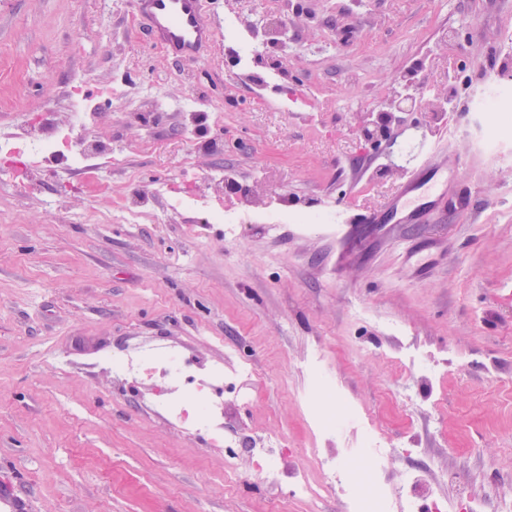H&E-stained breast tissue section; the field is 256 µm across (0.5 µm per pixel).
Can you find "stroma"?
<instances>
[{
    "label": "stroma",
    "instance_id": "obj_1",
    "mask_svg": "<svg viewBox=\"0 0 512 512\" xmlns=\"http://www.w3.org/2000/svg\"><path fill=\"white\" fill-rule=\"evenodd\" d=\"M211 0L227 34L190 63L140 36L132 0H0V137L32 117L66 120L65 91H92L103 144L131 147L145 182L197 187L181 166L175 112H138L105 94L151 86L162 99L223 104L202 118L258 201L333 204L347 221L322 234L294 224H88L105 198L89 176L52 165L27 199L0 165V495L28 512H344L341 498L300 503L224 479V451L113 391L94 366L145 342L223 358L237 348L259 373L242 432L321 442L317 399L338 388L387 436V476L424 470L453 498L512 512V144L476 151L471 126L489 74L512 72V0ZM288 19L253 77L235 51L261 21ZM419 93L422 131L373 146L360 128ZM455 167L446 213L416 224H356L384 209L420 162ZM264 180H254L256 166ZM67 206L57 222L49 201ZM448 362L426 382L401 361ZM324 353L326 376L309 373Z\"/></svg>",
    "mask_w": 512,
    "mask_h": 512
}]
</instances>
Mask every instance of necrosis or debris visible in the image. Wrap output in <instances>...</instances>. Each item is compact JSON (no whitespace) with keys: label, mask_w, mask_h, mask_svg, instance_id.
Returning a JSON list of instances; mask_svg holds the SVG:
<instances>
[{"label":"necrosis or debris","mask_w":512,"mask_h":512,"mask_svg":"<svg viewBox=\"0 0 512 512\" xmlns=\"http://www.w3.org/2000/svg\"><path fill=\"white\" fill-rule=\"evenodd\" d=\"M71 110L66 123L32 121L25 132L0 138V159L21 160L30 177L11 183L13 195L28 196L35 189L33 173L60 164L84 169L95 175L101 166L122 169L126 148L99 151L94 142L95 115L79 91H71ZM210 192L201 196L192 189L177 190L159 182L148 189H132L118 200L108 201L105 209L85 218L89 224H108L119 220L127 224H156L181 217L194 226V212L207 206L208 223L246 224L261 219L268 224H283L287 209L254 208L247 194H239L232 208H224L225 171L207 168L200 175ZM100 369L110 378L118 393L136 397L169 425L186 430L204 444L229 447L224 472L240 479L236 447L240 442L228 432L224 418L226 401H251L257 377L251 364L240 362L225 370L222 362L199 352H189L172 343L135 347L122 359L103 358ZM382 434L366 429L362 447L346 452L338 448H309L304 457L287 458L278 433L252 440L250 451L263 484L270 489L288 490L298 501H315L329 491L344 498L347 512H447L437 496L435 480L409 472L402 483L392 484L386 474L390 449L381 445ZM364 471L373 487L369 494L358 489L357 471Z\"/></svg>","instance_id":"obj_1"}]
</instances>
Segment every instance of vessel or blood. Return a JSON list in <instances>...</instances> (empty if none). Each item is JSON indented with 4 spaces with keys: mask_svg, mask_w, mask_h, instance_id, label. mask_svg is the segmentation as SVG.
I'll use <instances>...</instances> for the list:
<instances>
[{
    "mask_svg": "<svg viewBox=\"0 0 512 512\" xmlns=\"http://www.w3.org/2000/svg\"><path fill=\"white\" fill-rule=\"evenodd\" d=\"M146 22V34L159 41L176 61L190 62L213 47L219 24L209 8V0H134ZM440 177L430 164H422L399 186L386 213L366 214L364 223L386 219L400 224L411 222L420 208V194L438 186Z\"/></svg>",
    "mask_w": 512,
    "mask_h": 512,
    "instance_id": "1",
    "label": "vessel or blood"
}]
</instances>
